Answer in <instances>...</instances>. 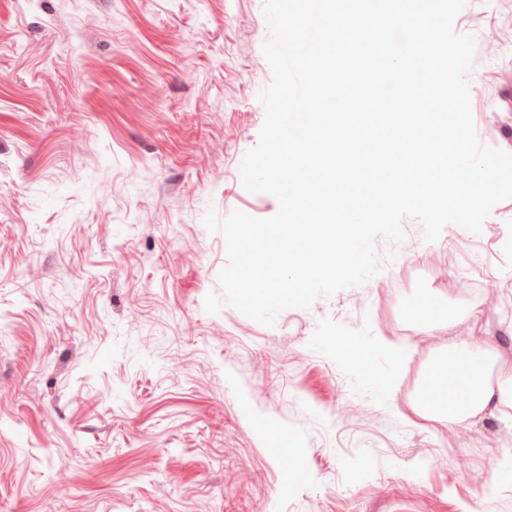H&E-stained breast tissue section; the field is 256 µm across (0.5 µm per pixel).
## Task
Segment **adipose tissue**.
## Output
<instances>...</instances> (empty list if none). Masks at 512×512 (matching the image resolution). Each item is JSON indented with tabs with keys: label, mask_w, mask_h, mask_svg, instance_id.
<instances>
[{
	"label": "adipose tissue",
	"mask_w": 512,
	"mask_h": 512,
	"mask_svg": "<svg viewBox=\"0 0 512 512\" xmlns=\"http://www.w3.org/2000/svg\"><path fill=\"white\" fill-rule=\"evenodd\" d=\"M498 361L490 342L448 343L424 372L412 400L413 412L447 426L511 402L512 370L500 384L489 382L488 371Z\"/></svg>",
	"instance_id": "ef3b65f1"
}]
</instances>
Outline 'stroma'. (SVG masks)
<instances>
[{"mask_svg": "<svg viewBox=\"0 0 512 512\" xmlns=\"http://www.w3.org/2000/svg\"><path fill=\"white\" fill-rule=\"evenodd\" d=\"M264 3L0 0V512H512V405L449 427L410 408L448 342L512 362V199L431 243L406 219L374 276L275 326L224 300L207 212L278 210L240 175ZM454 29L477 137L512 152V0ZM421 300L454 315L427 328Z\"/></svg>", "mask_w": 512, "mask_h": 512, "instance_id": "35a3bbf8", "label": "stroma"}]
</instances>
